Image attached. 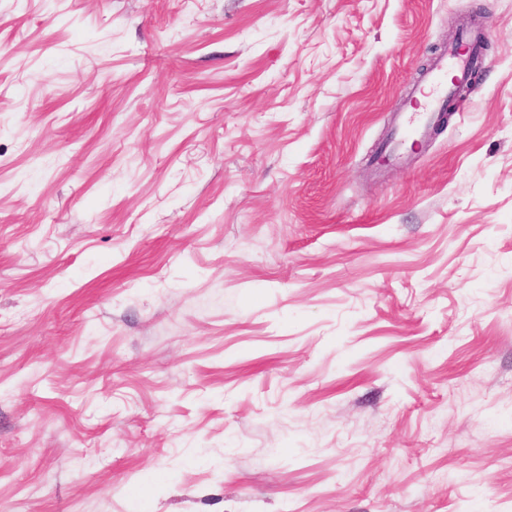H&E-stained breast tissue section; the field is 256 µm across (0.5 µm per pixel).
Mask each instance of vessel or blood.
<instances>
[{
  "label": "vessel or blood",
  "instance_id": "b4317fda",
  "mask_svg": "<svg viewBox=\"0 0 512 512\" xmlns=\"http://www.w3.org/2000/svg\"><path fill=\"white\" fill-rule=\"evenodd\" d=\"M476 60V54H463L453 45L434 63L426 77L428 91L424 102L408 100L403 104L404 113L390 145L393 153H400L407 142L422 138L436 112L457 100L458 87L466 81L469 68Z\"/></svg>",
  "mask_w": 512,
  "mask_h": 512
}]
</instances>
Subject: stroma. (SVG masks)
<instances>
[{
  "label": "stroma",
  "mask_w": 512,
  "mask_h": 512,
  "mask_svg": "<svg viewBox=\"0 0 512 512\" xmlns=\"http://www.w3.org/2000/svg\"><path fill=\"white\" fill-rule=\"evenodd\" d=\"M0 512H512V0H0ZM477 61L476 54L472 51L469 55L459 51L457 45L448 47L447 55L440 57L427 74L426 82L428 92L425 93L424 102L416 103L412 99L406 100L403 104L404 112L395 130L392 143L389 149L397 155L402 154L401 150L408 141H416L423 137L436 112L448 102L458 100V86L469 79L471 86V73L467 74L472 63ZM410 112V115H406ZM452 111L447 107L446 112H439L436 131L448 124Z\"/></svg>",
  "instance_id": "1"
}]
</instances>
